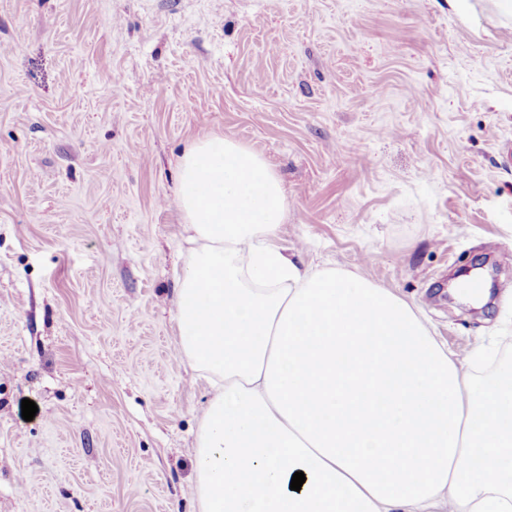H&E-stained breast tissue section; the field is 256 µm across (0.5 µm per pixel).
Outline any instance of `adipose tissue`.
Wrapping results in <instances>:
<instances>
[{
  "mask_svg": "<svg viewBox=\"0 0 512 512\" xmlns=\"http://www.w3.org/2000/svg\"><path fill=\"white\" fill-rule=\"evenodd\" d=\"M177 205L178 354L211 387L199 512H512V367L473 382L482 350L450 355L392 292L301 267L274 242L280 178L236 141L184 153Z\"/></svg>",
  "mask_w": 512,
  "mask_h": 512,
  "instance_id": "1",
  "label": "adipose tissue"
}]
</instances>
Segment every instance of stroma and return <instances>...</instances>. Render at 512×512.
Segmentation results:
<instances>
[{"mask_svg": "<svg viewBox=\"0 0 512 512\" xmlns=\"http://www.w3.org/2000/svg\"><path fill=\"white\" fill-rule=\"evenodd\" d=\"M208 135L280 177L289 256L485 345L477 381L512 364L505 0H0V512H196L176 190Z\"/></svg>", "mask_w": 512, "mask_h": 512, "instance_id": "obj_1", "label": "stroma"}]
</instances>
